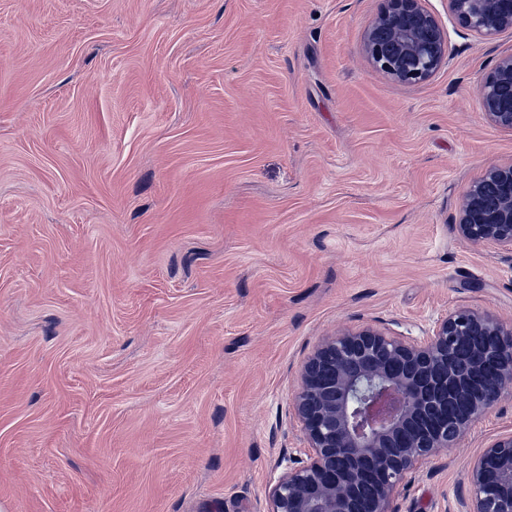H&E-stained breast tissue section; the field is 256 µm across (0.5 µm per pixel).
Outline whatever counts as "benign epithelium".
I'll list each match as a JSON object with an SVG mask.
<instances>
[{
	"instance_id": "1",
	"label": "benign epithelium",
	"mask_w": 512,
	"mask_h": 512,
	"mask_svg": "<svg viewBox=\"0 0 512 512\" xmlns=\"http://www.w3.org/2000/svg\"><path fill=\"white\" fill-rule=\"evenodd\" d=\"M458 25L480 38L512 30V0H448ZM373 67L405 84L433 77L448 59V33L422 0H384L367 26ZM488 119L512 131V54L479 85ZM457 236L512 252V165L491 166L465 192ZM498 363L489 378L463 376L458 348ZM512 393V325L470 308L448 314L422 339L372 326L326 338L302 366L294 412L309 448L271 490L270 512H392L406 476L459 442ZM463 512H512V433L491 440L468 468Z\"/></svg>"
}]
</instances>
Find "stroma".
Here are the masks:
<instances>
[{"mask_svg":"<svg viewBox=\"0 0 512 512\" xmlns=\"http://www.w3.org/2000/svg\"><path fill=\"white\" fill-rule=\"evenodd\" d=\"M423 4L448 60L414 85L364 54L383 0H0L7 512H269L324 339L512 323V254L452 228L512 164L478 94L512 31ZM510 433L505 398L394 512H459Z\"/></svg>","mask_w":512,"mask_h":512,"instance_id":"35a3bbf8","label":"stroma"}]
</instances>
